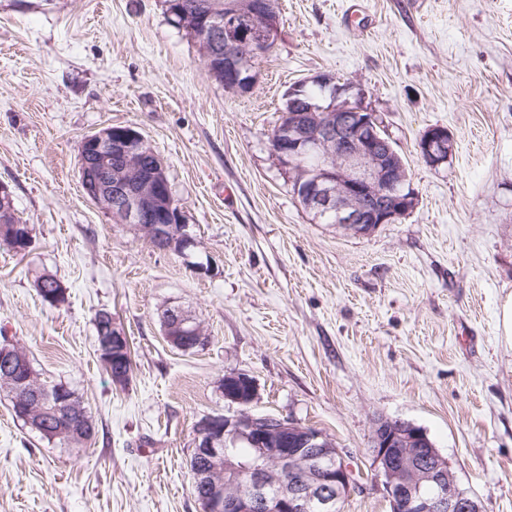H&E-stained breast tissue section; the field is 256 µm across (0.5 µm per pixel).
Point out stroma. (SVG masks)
Instances as JSON below:
<instances>
[{"label": "stroma", "mask_w": 512, "mask_h": 512, "mask_svg": "<svg viewBox=\"0 0 512 512\" xmlns=\"http://www.w3.org/2000/svg\"><path fill=\"white\" fill-rule=\"evenodd\" d=\"M280 32L246 91L209 76L162 0H0V182L32 244H0V334L74 390L96 433L63 448L0 392V512H202L194 426L233 416L220 383L248 374L253 413L331 437L358 473L345 512H390L370 467L378 419L423 428L486 512H512V0H277ZM363 92L419 203L356 234L314 220L267 148L289 87ZM130 126L161 156L193 246L155 249L85 194L82 139ZM448 164L417 153L429 127ZM66 288L45 303L42 273ZM179 306L203 347L167 341ZM111 312L132 348L125 387L96 351ZM454 150V140L447 127L434 126L427 129L418 141V151L424 164L437 170L448 164Z\"/></svg>", "instance_id": "stroma-1"}]
</instances>
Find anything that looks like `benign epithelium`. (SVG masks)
<instances>
[{"mask_svg":"<svg viewBox=\"0 0 512 512\" xmlns=\"http://www.w3.org/2000/svg\"><path fill=\"white\" fill-rule=\"evenodd\" d=\"M181 23L201 47L204 65L215 74L213 60H224V85L239 90L243 75L236 46L248 45L262 55L275 44L278 18L272 0H238L224 13L210 0L179 2ZM362 92L348 83L336 87L334 111L306 104L285 129L268 133V149L280 166L296 169L295 196L320 219L355 233H370L411 214L418 196L405 162L379 113L362 105ZM144 137L128 126H107L80 144L79 169L87 196L120 224H134L163 250L182 252L194 245L185 216L173 200L165 166L158 155L141 165ZM454 150L444 126L427 129L418 141L424 164L437 170ZM12 195L0 183V224H14ZM109 337L107 367L116 386L129 375L127 336L101 312ZM164 334L175 347L188 350L205 343L196 317L181 308L168 309ZM13 402L29 415L43 404L28 381L11 384ZM224 400L239 406L236 415L206 416L195 427L190 462L202 512H336L356 487L354 470L332 438L291 419L256 415L249 410L256 385L245 373L229 372L221 384ZM244 444L250 455L232 447ZM371 467L391 512H484L483 504L461 489L448 459L425 430L408 421L380 419L368 448Z\"/></svg>","mask_w":512,"mask_h":512,"instance_id":"7a95c632","label":"benign epithelium"}]
</instances>
